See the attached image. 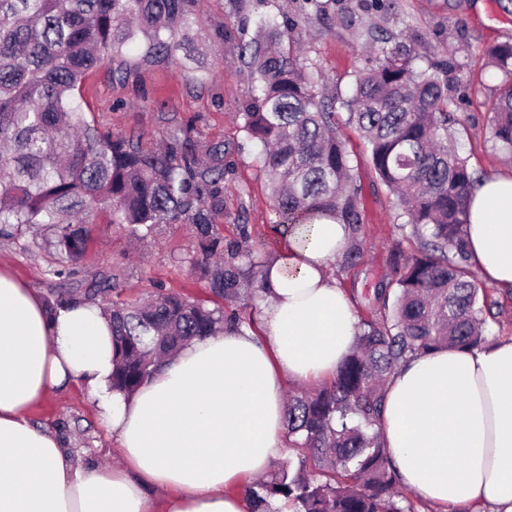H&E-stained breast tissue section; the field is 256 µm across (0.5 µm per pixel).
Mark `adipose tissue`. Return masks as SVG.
Segmentation results:
<instances>
[{
    "instance_id": "1",
    "label": "adipose tissue",
    "mask_w": 512,
    "mask_h": 512,
    "mask_svg": "<svg viewBox=\"0 0 512 512\" xmlns=\"http://www.w3.org/2000/svg\"><path fill=\"white\" fill-rule=\"evenodd\" d=\"M471 269L512 292V173L468 195ZM348 229L325 217L290 234L265 271L260 330L196 338L134 392L112 388V330L100 308H55L0 266V512H246L231 486L284 448L286 383L333 377L357 320L331 263ZM85 387L115 439L119 466L82 465L28 411ZM381 442L402 483L433 506L512 512V337L442 347L398 365L384 388Z\"/></svg>"
}]
</instances>
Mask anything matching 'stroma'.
Listing matches in <instances>:
<instances>
[{"mask_svg": "<svg viewBox=\"0 0 512 512\" xmlns=\"http://www.w3.org/2000/svg\"><path fill=\"white\" fill-rule=\"evenodd\" d=\"M365 3L327 0L319 15L314 8H303L302 0H201L192 34L202 53L205 80L195 81L193 71L181 64L138 60L132 75L118 82L104 67L83 84L91 107L88 119L101 133L138 139L145 149L164 142L179 126L188 129L198 157H205L211 146L223 145L224 210L213 222L223 238L224 254L250 250L271 261L283 236L275 229L271 186L258 163L260 145L242 129L239 112L252 94V82L232 43L253 35L246 18L286 10L304 16L295 33L296 48L321 67L328 96L350 95L356 71L368 55L371 28L398 34L418 66L448 69L450 129L459 151L480 176L512 172V162L495 147L490 133L493 103L507 76L491 65L488 55L492 46L512 43V0H392L391 6L378 10ZM222 30L227 40L218 39ZM336 122L354 166L364 258L352 267L339 258L332 268L361 319L370 315L367 289L390 281L394 258L411 257L419 242L399 199L377 177L368 146L345 110H337ZM85 220L91 233L79 262H66L55 249L34 244L31 231L24 229L0 236V264L52 306L71 301L130 303L169 291L209 299L205 280L192 268L209 242L190 223L161 224L139 240L104 210L87 211ZM29 417L56 434L82 463L119 460L115 441L80 385L56 391L32 408Z\"/></svg>", "mask_w": 512, "mask_h": 512, "instance_id": "stroma-1", "label": "stroma"}]
</instances>
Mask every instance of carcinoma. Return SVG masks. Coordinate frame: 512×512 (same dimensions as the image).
<instances>
[{
    "mask_svg": "<svg viewBox=\"0 0 512 512\" xmlns=\"http://www.w3.org/2000/svg\"><path fill=\"white\" fill-rule=\"evenodd\" d=\"M199 12V0H0L1 226L36 227L69 262L81 259L90 233L84 214L98 206L142 238L189 215L196 234L220 246L212 216L224 206V145L200 162L186 130L158 150L114 140L89 122L82 95L86 77L104 66L121 81L130 58L177 62L193 44ZM254 26V37L235 45L254 85L240 117L263 146L258 161L277 224L289 231L333 213L349 231L346 263L362 259L340 107L380 181L402 196L420 255L394 261L396 289H374L372 304L385 313L361 319L358 346L334 381L288 399L284 424L297 462L252 482L245 496L251 512H272L275 500L293 512H414L380 440L384 383L402 361L434 347L480 348L486 314L498 305L469 272L466 199L477 178L448 130V79L382 41L352 96L337 102L322 91L320 68L293 53L288 13L261 15ZM489 55L512 75L511 44ZM491 137L512 154V79L494 105ZM211 256L193 265L221 300L212 308L172 292L103 308L115 346L112 388L132 392L186 341L242 327L224 303L263 299L266 264L250 252L236 263Z\"/></svg>",
    "mask_w": 512,
    "mask_h": 512,
    "instance_id": "carcinoma-1",
    "label": "carcinoma"
}]
</instances>
